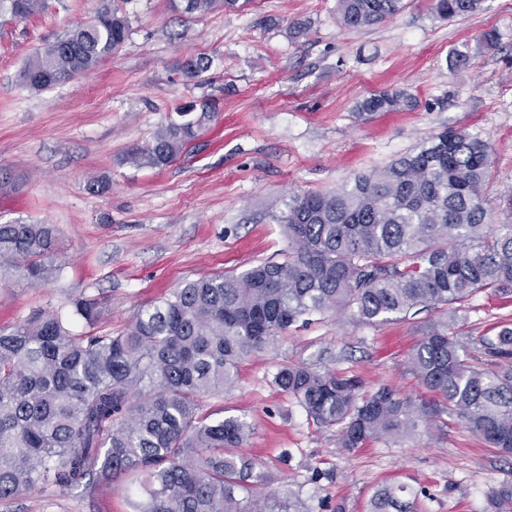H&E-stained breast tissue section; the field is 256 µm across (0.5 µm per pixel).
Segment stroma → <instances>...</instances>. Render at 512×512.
Instances as JSON below:
<instances>
[{
	"label": "stroma",
	"mask_w": 512,
	"mask_h": 512,
	"mask_svg": "<svg viewBox=\"0 0 512 512\" xmlns=\"http://www.w3.org/2000/svg\"><path fill=\"white\" fill-rule=\"evenodd\" d=\"M172 2L47 0L27 20L0 10V223L54 225L60 267L42 285L0 278V330L42 311L71 314L82 294L101 302L98 329L118 333L138 306L185 282L281 260L288 241L275 217L289 196L336 190L447 128L494 144L489 198L512 194V0L449 20L433 0H403L394 18L358 29L338 23L336 0H248L205 15ZM105 3L129 21L118 52L48 90L20 84L36 52ZM296 21L306 23L303 35L293 33ZM490 29L497 47L478 48ZM464 47L469 66L451 70L450 52ZM196 55L214 64L190 80L182 64ZM395 91L414 107L358 116L365 97ZM191 102L208 103L217 119L168 166L127 163L133 146ZM94 180L105 190L91 192ZM509 323L512 293L488 290L469 300L454 330L468 343ZM420 337L412 320L314 316L242 360L234 387L204 399L203 410L244 417L252 433L242 454L275 476L278 495L298 493L307 512H368L386 485L405 486L418 512H486L488 491L512 481V458L462 422L348 453L335 430L318 428L272 383L280 364L304 361L431 402L406 367ZM133 498L121 478L0 502V512H134Z\"/></svg>",
	"instance_id": "1"
}]
</instances>
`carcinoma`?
I'll return each instance as SVG.
<instances>
[{
  "label": "carcinoma",
  "mask_w": 512,
  "mask_h": 512,
  "mask_svg": "<svg viewBox=\"0 0 512 512\" xmlns=\"http://www.w3.org/2000/svg\"><path fill=\"white\" fill-rule=\"evenodd\" d=\"M486 0H436L442 18L468 16ZM27 19L46 0H0ZM238 0H186L206 14ZM402 0H336L349 28L397 15ZM127 17L104 7L95 18L47 45L20 71L31 90L51 88L97 66L128 38ZM212 61H184L190 79ZM411 106L404 92L373 94L358 114ZM209 106L177 112L126 160L138 167L171 163L212 121ZM491 142L450 129L332 192L290 197L276 217L288 239L277 262L241 273L190 281L143 304L119 334H75L59 312L38 313L0 330V501L52 486L66 492L86 479L132 478L136 512H303L298 496L265 497L239 449L251 435L242 417L212 419L201 400L235 383L240 362L317 314L350 313L367 323L407 320L428 307L454 317L476 293L512 290V195L507 220L489 222L494 177ZM51 224L0 223V273L49 282L59 271ZM74 314L94 326L100 303L79 297ZM408 370L442 398L429 404L391 386L372 392L362 381L312 364L286 363L272 383L296 400L307 419L336 429L346 452L369 440L403 443L457 419L492 448L512 455V326L459 342L448 320L424 325ZM401 486L378 489L370 512H415ZM494 512H512V483L487 493Z\"/></svg>",
  "instance_id": "obj_1"
}]
</instances>
